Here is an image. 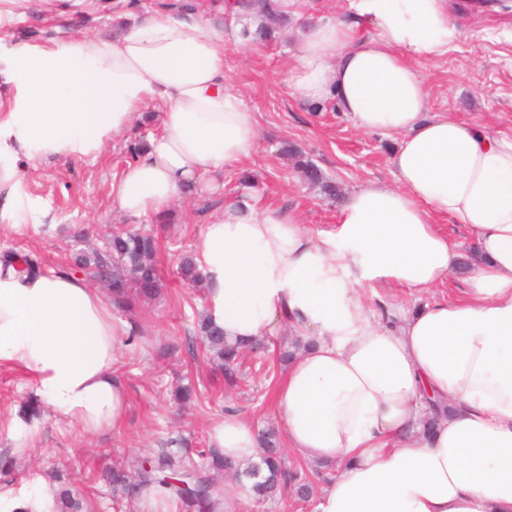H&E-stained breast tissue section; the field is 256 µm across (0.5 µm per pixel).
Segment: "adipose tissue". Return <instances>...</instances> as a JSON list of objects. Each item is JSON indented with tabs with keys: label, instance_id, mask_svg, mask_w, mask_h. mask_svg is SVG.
I'll use <instances>...</instances> for the list:
<instances>
[{
	"label": "adipose tissue",
	"instance_id": "obj_1",
	"mask_svg": "<svg viewBox=\"0 0 512 512\" xmlns=\"http://www.w3.org/2000/svg\"><path fill=\"white\" fill-rule=\"evenodd\" d=\"M242 27L190 9L145 13L115 37L0 59V223H19L20 160L97 157L153 103L161 131L113 179V205L160 218L185 185L222 188L257 139L224 74ZM459 36L447 0H354L349 17L300 28L287 87L397 136L396 183L353 191L326 232L289 209L228 201L196 239L203 310L225 341L284 329L301 344L273 406L286 446L333 471L314 512H512V136L431 111L417 69ZM437 215L466 234L470 255ZM460 270L458 297L388 325L358 294L366 282L426 291ZM137 334L82 275L0 260V368L20 371L65 427L121 431L128 395L113 367ZM211 446L243 466L260 454L232 412Z\"/></svg>",
	"mask_w": 512,
	"mask_h": 512
}]
</instances>
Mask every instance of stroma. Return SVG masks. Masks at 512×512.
<instances>
[{
	"mask_svg": "<svg viewBox=\"0 0 512 512\" xmlns=\"http://www.w3.org/2000/svg\"><path fill=\"white\" fill-rule=\"evenodd\" d=\"M150 0H84L65 14L42 9L35 0H0V55L61 41L70 34H108L121 14L144 13ZM448 12L462 35L448 53L419 64L434 112H454L491 131L512 134V9L494 0L475 7L448 0ZM305 16L289 17L274 39L229 49L224 68L246 111L257 120L252 157L241 168L226 171L224 187L214 194L196 188L174 201L167 218H133L112 207L110 184L129 163L128 148L159 131L156 111L148 107L127 134L115 139L97 160H47L28 169L20 187L24 209L19 226L0 229V250H24L45 268H73V256L104 249L112 233L134 226L151 233L164 287L160 296L136 303L127 312L140 336L122 348L117 372L129 392L123 429L98 438L81 436L41 411L27 428L34 442L12 467L15 494L32 490L57 468L70 476L71 488L90 512H138L137 503L113 502L103 479L112 464L136 470L142 457L180 439L188 447L209 443L213 426L226 411L237 413L255 432L280 431L272 410L277 382L287 365L279 353L290 338L280 333L264 347L247 353L238 385H228L221 371L204 357L196 329L203 312V292L177 274L182 253L192 250L203 226L224 202L244 194L262 204L296 211L310 229L335 224L338 203L324 199L300 178L288 148L301 150L343 194L373 182L394 184L390 156L397 140L361 132L336 105L314 107L293 96L284 82L295 51L293 32ZM193 390V404L182 407L171 398L177 386ZM32 386L18 372L0 370V453L8 454L16 433L8 422L22 402L33 400Z\"/></svg>",
	"mask_w": 512,
	"mask_h": 512,
	"instance_id": "1",
	"label": "stroma"
}]
</instances>
